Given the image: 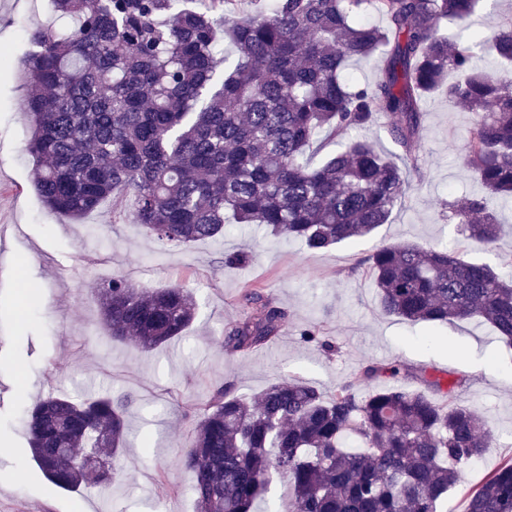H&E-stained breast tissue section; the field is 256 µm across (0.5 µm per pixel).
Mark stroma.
Wrapping results in <instances>:
<instances>
[{"label":"stroma","mask_w":512,"mask_h":512,"mask_svg":"<svg viewBox=\"0 0 512 512\" xmlns=\"http://www.w3.org/2000/svg\"><path fill=\"white\" fill-rule=\"evenodd\" d=\"M53 22L46 0H0V49L12 57L0 66V512H195L194 475L177 456L215 386L254 396L300 377L329 396L373 362L465 379L458 399L488 422L497 442L481 468L465 466L463 486L448 494L446 512H464L467 488L512 456V348L477 318L432 326L385 315L357 265L382 242L459 239L448 205L482 192L461 160L472 113L441 95L427 101L419 173L390 223L369 236L315 253L264 227L231 223L223 238L169 246L134 222V194L104 200L74 222L52 214L35 192L20 61L30 31ZM234 251L249 252V263L225 267ZM118 276L191 289L200 310L187 336L150 351L109 342L95 290ZM256 284L287 319L278 337L249 355L225 351L223 330L242 313L238 296ZM312 327L332 351L304 340ZM111 388L131 391L137 403L108 498L94 487L57 488L32 458L25 408L51 394L87 397Z\"/></svg>","instance_id":"obj_1"}]
</instances>
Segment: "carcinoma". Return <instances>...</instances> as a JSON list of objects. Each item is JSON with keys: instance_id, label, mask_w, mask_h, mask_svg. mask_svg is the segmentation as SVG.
<instances>
[{"instance_id": "obj_1", "label": "carcinoma", "mask_w": 512, "mask_h": 512, "mask_svg": "<svg viewBox=\"0 0 512 512\" xmlns=\"http://www.w3.org/2000/svg\"><path fill=\"white\" fill-rule=\"evenodd\" d=\"M48 2L59 25L30 34L23 112L34 189L53 213L80 220L131 191L134 220L172 246L218 239L231 217L327 251L388 223L418 168L423 105L442 92L475 114L462 162L484 190L451 204L448 219L495 250L503 227L490 202L512 197V25L489 37L439 30L442 20L469 28L481 0H274L251 14L237 12L238 0ZM352 59L380 65L376 81L349 79ZM380 118L402 154L360 136ZM321 135L340 147L314 167L307 150ZM361 266L384 313L432 324L477 317L512 346V276L455 246L410 242L381 244ZM97 295L108 337L147 350L183 337L197 312L180 285L117 277ZM239 302L250 315L224 329L222 344L246 354L278 335L287 312L261 286ZM400 374L420 388L355 390ZM463 386L378 364L330 397L301 379L255 397L218 386L179 464L195 473L197 512H253L275 474L291 484L288 512H438L461 468L494 441L458 402ZM134 401L108 391L29 408L30 448L48 480L66 490L112 484ZM465 501V512H512V458Z\"/></svg>"}]
</instances>
